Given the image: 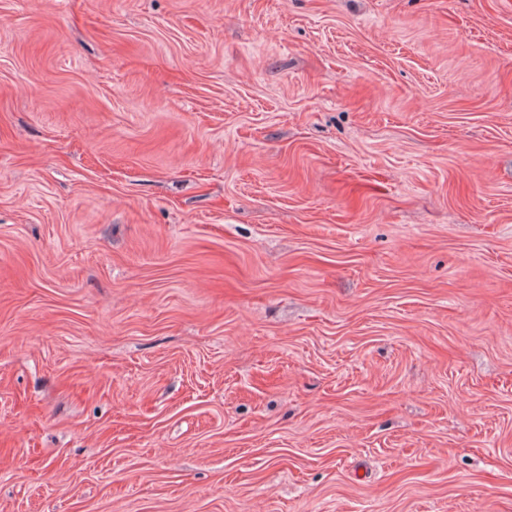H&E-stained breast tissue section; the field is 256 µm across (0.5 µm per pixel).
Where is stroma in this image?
Wrapping results in <instances>:
<instances>
[{
	"mask_svg": "<svg viewBox=\"0 0 512 512\" xmlns=\"http://www.w3.org/2000/svg\"><path fill=\"white\" fill-rule=\"evenodd\" d=\"M0 512H512V0H0Z\"/></svg>",
	"mask_w": 512,
	"mask_h": 512,
	"instance_id": "1",
	"label": "stroma"
}]
</instances>
